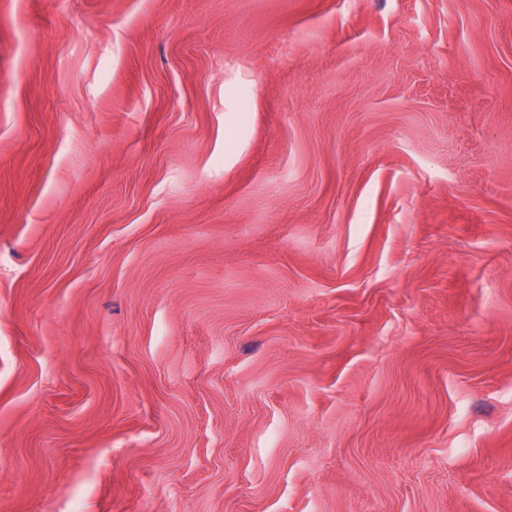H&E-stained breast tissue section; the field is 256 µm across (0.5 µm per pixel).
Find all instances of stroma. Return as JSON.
<instances>
[{"mask_svg": "<svg viewBox=\"0 0 512 512\" xmlns=\"http://www.w3.org/2000/svg\"><path fill=\"white\" fill-rule=\"evenodd\" d=\"M0 512H512V0H0Z\"/></svg>", "mask_w": 512, "mask_h": 512, "instance_id": "35a3bbf8", "label": "stroma"}]
</instances>
